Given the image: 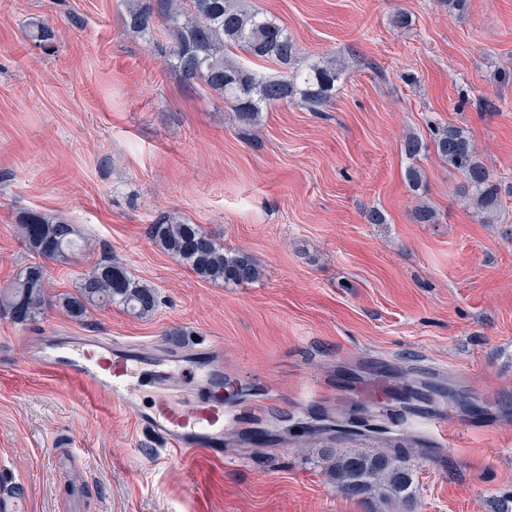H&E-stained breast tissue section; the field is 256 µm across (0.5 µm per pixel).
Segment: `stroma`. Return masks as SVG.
I'll list each match as a JSON object with an SVG mask.
<instances>
[{"mask_svg": "<svg viewBox=\"0 0 512 512\" xmlns=\"http://www.w3.org/2000/svg\"><path fill=\"white\" fill-rule=\"evenodd\" d=\"M245 3L287 28L300 60L343 63L324 111L285 104L243 124L164 68V32L124 30L123 0H0V288L41 262L21 241L24 212L69 219L83 237L70 263L44 264L41 319L0 310V489L27 493L29 512H403L329 478V453L361 447L320 418L352 413L346 397L254 442L243 419L215 461L161 448L106 395L36 362L52 336H118L154 352L222 347L225 370L261 376L228 395L241 410L308 377L331 389L362 379L373 358L401 380L420 365L464 372L448 402L480 428L441 458L411 450L414 512H492L512 491V0L460 13L444 0ZM36 19L57 30L54 52L27 39ZM448 124L497 173V219L473 212L435 154L402 152L407 134ZM423 204L434 223L418 220ZM374 209L384 223L369 222ZM168 215L251 254L261 278L200 279L147 236ZM105 260L157 289L154 314L67 313L60 297Z\"/></svg>", "mask_w": 512, "mask_h": 512, "instance_id": "35a3bbf8", "label": "stroma"}]
</instances>
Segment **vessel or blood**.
Returning a JSON list of instances; mask_svg holds the SVG:
<instances>
[{
    "label": "vessel or blood",
    "instance_id": "1",
    "mask_svg": "<svg viewBox=\"0 0 512 512\" xmlns=\"http://www.w3.org/2000/svg\"><path fill=\"white\" fill-rule=\"evenodd\" d=\"M39 364L83 390L105 393L132 416L139 428L176 452L220 457L226 429L239 414L235 405L224 400V359L212 347L150 355L145 349L106 337H76L46 349ZM188 365L195 369L191 393H161L149 407L140 405L141 374H149L155 382L166 385L182 377ZM370 371L372 379L359 390L358 398L363 405L378 406L384 402L391 373L387 365L379 362L371 364ZM416 383L430 391L429 399L420 403L414 418L416 438L439 451L455 447L466 424L448 406L444 372L432 369L422 373Z\"/></svg>",
    "mask_w": 512,
    "mask_h": 512
}]
</instances>
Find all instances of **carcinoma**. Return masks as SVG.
<instances>
[{"label": "carcinoma", "mask_w": 512, "mask_h": 512, "mask_svg": "<svg viewBox=\"0 0 512 512\" xmlns=\"http://www.w3.org/2000/svg\"><path fill=\"white\" fill-rule=\"evenodd\" d=\"M159 24L171 36L164 66L179 74L189 88L215 92L245 123L285 103L317 108L336 95L340 76L336 64L299 62L288 31L267 15L246 10L237 0H133L124 16L127 31L150 40ZM29 37L42 49L55 47V30L42 20L31 23ZM235 48L284 67L286 74L270 77L227 60L226 52ZM431 146L462 177L458 191L474 213L485 220L497 216L501 184L480 159L468 132L454 125L438 128L429 144L408 134L401 148L415 160ZM19 233L27 250L62 264L69 263L81 238L76 225L38 211L21 217ZM149 235L204 280L237 286L262 276L249 253L225 249L198 224L156 221ZM48 302L46 272L40 265L25 268L9 287L0 289V308L18 324L44 315ZM61 303L75 318L83 317L90 307L112 305L144 318L157 310L159 296L124 266L103 261L84 274L77 294L61 298ZM408 452L405 441L388 448L337 452L329 459L328 470L336 489L346 497L378 495L408 501L413 497L412 471L405 462Z\"/></svg>", "instance_id": "carcinoma-1"}]
</instances>
